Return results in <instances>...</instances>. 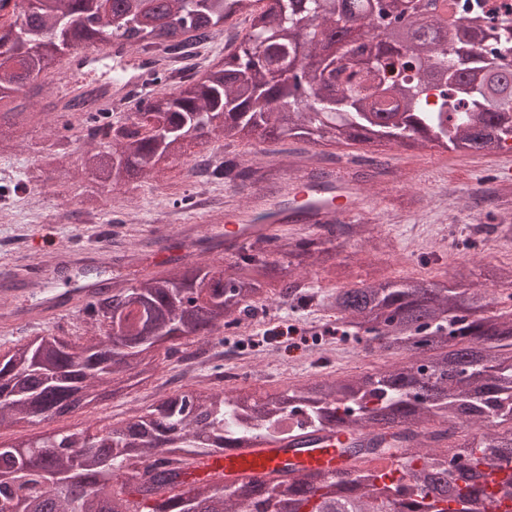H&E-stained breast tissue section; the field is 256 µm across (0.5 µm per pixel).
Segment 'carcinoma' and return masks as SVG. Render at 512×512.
Returning <instances> with one entry per match:
<instances>
[{"instance_id": "cac0c4a2", "label": "carcinoma", "mask_w": 512, "mask_h": 512, "mask_svg": "<svg viewBox=\"0 0 512 512\" xmlns=\"http://www.w3.org/2000/svg\"><path fill=\"white\" fill-rule=\"evenodd\" d=\"M0 23V144L28 119L37 83L68 48L121 38L184 62L209 54L225 34L224 63L186 85L162 89L144 108L101 122L95 90L55 107L52 164L66 179L117 188L175 159L181 142L225 146L288 137L323 146L362 144L383 154L419 143L468 155L512 150V4L413 0L391 19L372 0H20ZM259 43L239 40L233 16ZM398 30L375 44L371 33ZM348 43L346 58L292 70L325 39ZM235 156L198 174L227 188L257 177ZM322 241L276 240L225 267L177 266L125 287L113 283L79 309L97 332L67 348L57 334L32 348L0 344V426H31L94 405L131 373L152 376L155 346L242 328L257 310L300 291L294 260L317 256L349 278ZM495 293L421 277L360 280L336 289V321L357 343L403 355L371 373L323 375L263 398L200 388L167 395L124 420L0 442V512H488L512 500V309ZM368 431L339 473L224 484L192 475L198 460L339 428ZM128 475L115 485L119 473ZM189 485L185 492L176 489Z\"/></svg>"}]
</instances>
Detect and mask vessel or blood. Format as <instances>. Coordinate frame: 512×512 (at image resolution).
Segmentation results:
<instances>
[{"mask_svg": "<svg viewBox=\"0 0 512 512\" xmlns=\"http://www.w3.org/2000/svg\"><path fill=\"white\" fill-rule=\"evenodd\" d=\"M108 60L105 81L111 93V104L118 105L129 98L148 103L158 88L156 75L165 62L160 55L135 51L126 42L115 40L67 52L61 61L56 78L63 92H70L78 84H95V63ZM334 180L337 194L314 200L313 192L304 184L291 185L297 197L298 209L280 213L271 223H243L242 211L225 214L222 225L216 226L215 235L224 243V251L234 254L243 248L270 240L291 224H304L320 229L335 222H348L366 208L357 194L350 171L338 166ZM362 430L343 429L330 435H303L290 440H257L246 449L232 448L204 459L201 468L207 472L223 473L226 482L241 479L268 480L283 470L293 474L312 471L339 472L345 470L349 459L342 454L344 445L366 442Z\"/></svg>", "mask_w": 512, "mask_h": 512, "instance_id": "b4317fda", "label": "vessel or blood"}]
</instances>
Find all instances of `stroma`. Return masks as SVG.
<instances>
[{
    "label": "stroma",
    "instance_id": "stroma-1",
    "mask_svg": "<svg viewBox=\"0 0 512 512\" xmlns=\"http://www.w3.org/2000/svg\"><path fill=\"white\" fill-rule=\"evenodd\" d=\"M53 125V116L38 115L24 127L17 146L0 150V184L12 188L4 204L5 217L0 220V272L21 263L38 270L31 283L14 285L12 292L0 295L13 323L10 340L26 341L47 332L75 333V306H66L63 314L35 326L24 321L22 307L64 294L69 277L78 273H85L90 282L100 278L131 286L173 268L171 254L181 243L176 239L165 246L155 243L159 229L190 226L197 244L191 260L225 263L223 250L210 247L212 227L205 222L223 191L189 176L196 155L184 156L164 176L118 187L109 205L101 208L97 222L87 223L83 220L87 201L101 193L95 182L54 179L41 192L31 180L55 141ZM384 160L383 173L367 172L359 184L374 205L367 219L374 236L343 240L337 261L355 269L369 251L376 255L382 275L414 274L440 280L468 265L474 282L501 296L511 294L512 286L500 285L493 276L496 267L512 263V234L502 232L503 227H512V191H504L499 181L503 155H460L422 146L409 151L392 149ZM185 191L197 193L199 206L181 213L163 207V196ZM469 238L477 241V251L466 249ZM91 246L97 253L82 264L62 263L61 253L76 254ZM104 251L110 256L106 265L100 257ZM335 325L331 310L281 305L254 319L252 335L224 332V344L217 351L211 344L192 339L197 357L190 362L166 357L164 349H157L155 374L131 379L121 396L103 400L94 410L70 413L35 427H0V439L73 430L90 420L116 422L161 395L216 386L219 372L245 369L243 379L231 382V389L245 388L262 396L316 374L361 373L395 363L392 355L365 354L351 337L330 335Z\"/></svg>",
    "mask_w": 512,
    "mask_h": 512
}]
</instances>
